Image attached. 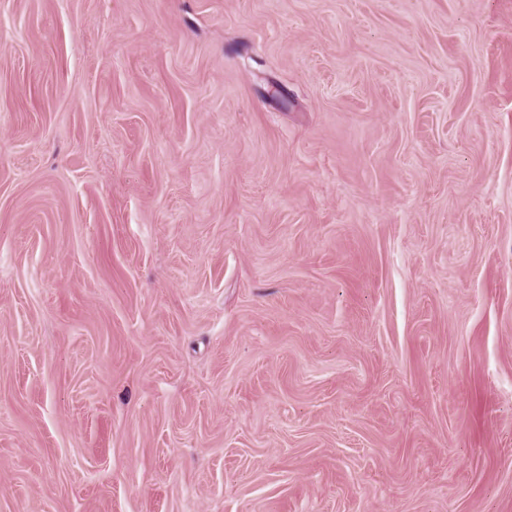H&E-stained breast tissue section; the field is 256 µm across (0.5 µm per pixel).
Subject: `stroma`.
<instances>
[{
	"label": "stroma",
	"mask_w": 512,
	"mask_h": 512,
	"mask_svg": "<svg viewBox=\"0 0 512 512\" xmlns=\"http://www.w3.org/2000/svg\"><path fill=\"white\" fill-rule=\"evenodd\" d=\"M0 512H512V0H0Z\"/></svg>",
	"instance_id": "obj_1"
}]
</instances>
